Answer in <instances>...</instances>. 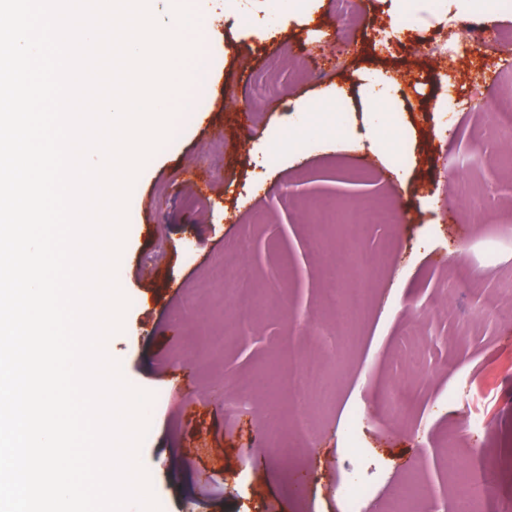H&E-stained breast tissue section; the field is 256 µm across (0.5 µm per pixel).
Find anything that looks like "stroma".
I'll use <instances>...</instances> for the list:
<instances>
[{"mask_svg": "<svg viewBox=\"0 0 512 512\" xmlns=\"http://www.w3.org/2000/svg\"><path fill=\"white\" fill-rule=\"evenodd\" d=\"M193 9L206 73L134 184L150 208L128 217L117 278L131 305L107 342L124 378L155 395L140 456L161 512H340L357 405L379 501L404 487L415 512H454L459 479L474 476L478 512H512V128L496 113L512 45L433 57L449 24L481 21L434 0H412L409 33L389 27L396 0H363L353 28L338 24L333 0ZM370 73L395 78L382 106L402 115L377 140ZM338 90L364 146L336 129ZM312 196L335 200L347 225L327 235L305 207ZM384 205L398 223H368ZM347 246L357 260L345 290H366L370 309L344 322L323 268ZM221 258L265 301L248 324L232 291L211 285ZM409 322L419 334L402 352ZM311 358L327 364L330 395L308 401L305 438L288 379ZM243 379L256 383L244 403L234 393ZM403 385L418 403L400 416L387 396ZM301 443L307 451L281 455Z\"/></svg>", "mask_w": 512, "mask_h": 512, "instance_id": "35a3bbf8", "label": "stroma"}]
</instances>
